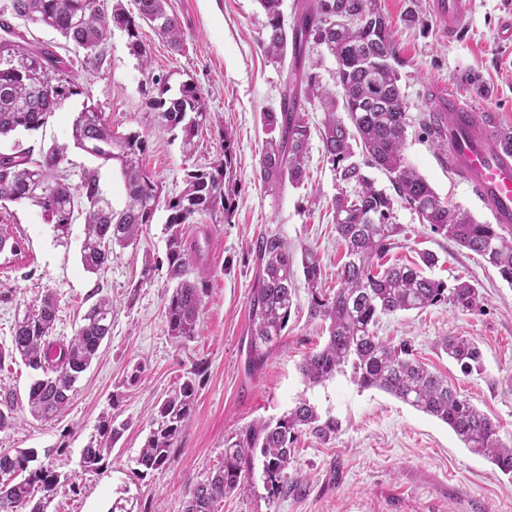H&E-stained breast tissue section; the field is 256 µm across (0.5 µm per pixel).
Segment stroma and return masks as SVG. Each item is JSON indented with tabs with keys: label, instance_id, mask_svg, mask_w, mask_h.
Instances as JSON below:
<instances>
[{
	"label": "stroma",
	"instance_id": "obj_1",
	"mask_svg": "<svg viewBox=\"0 0 512 512\" xmlns=\"http://www.w3.org/2000/svg\"><path fill=\"white\" fill-rule=\"evenodd\" d=\"M470 2L463 30L452 38L436 22L431 0H380V5L403 61L400 87L411 118L404 155L450 206L487 224L488 209L449 171L446 151L427 138L418 122L420 113L438 110L442 94L448 93L491 115L496 128L512 129V41L501 37L512 0ZM168 4L185 41L177 52L142 27L151 50L146 70L130 54L120 29H113L101 47V64L93 66L52 28L18 21L29 46H53L81 93L63 100L42 128L1 138L0 152L17 145H66L61 168L70 183H79L84 172H97L103 192L120 208L125 191L117 164L101 163L72 145V124L85 106L96 105L119 132L146 136L144 165L165 198L183 190L187 171L219 155L221 137L229 135L235 210L230 219L203 216L185 227L188 245L200 247L189 267L190 277L205 283L200 333L183 342L167 333L165 307L174 284L165 261V210L156 212L138 245L117 250L107 268L92 274L80 257L82 220L61 236L32 202L0 207V221L21 230L27 252L14 267L0 266V347H10L16 319L45 292L57 299L54 343L74 335L98 298L112 302V334L81 375L68 409L55 420L41 423L28 412L33 371L21 360L0 359V399L14 397L16 417L12 428L0 431V451L33 450L31 468L49 466L68 476L47 512H108L113 500L125 495L132 499V512H183L190 491L223 460L228 439L279 419L305 398L321 420H333L336 427L320 435L299 432L296 466L302 480L296 490L271 495L257 470L243 488L217 502L214 512H512V478L464 448L447 424L386 392L358 388L347 373L321 385L305 382L299 365L323 347L326 335L320 320L308 314L304 279L296 281L298 310L273 354L262 371L247 373L257 237L270 231L293 249L314 248L330 281L343 255L331 210L338 184L318 133L324 114L309 112L313 133L304 185L266 190L259 176L266 138L261 117L278 108L286 71L259 47L266 17L258 0ZM409 13L416 15V24H405ZM149 70L163 75L171 90L186 82L201 88L213 125L200 132L194 156L185 157L180 131L159 124L147 108ZM391 220L403 229L391 258L414 261L420 251L433 252L439 262L431 277L451 286L460 279L474 283L483 301L479 310L466 314L440 304L382 316L379 336L408 340L419 360L448 377L497 424L501 443L512 446V286L480 256L432 233L408 205L395 203ZM454 334L477 342L481 369L463 372L441 350V338ZM187 381L195 387V408L171 464L136 473L135 460L158 407ZM110 418L126 423V430L97 470H82V448Z\"/></svg>",
	"mask_w": 512,
	"mask_h": 512
}]
</instances>
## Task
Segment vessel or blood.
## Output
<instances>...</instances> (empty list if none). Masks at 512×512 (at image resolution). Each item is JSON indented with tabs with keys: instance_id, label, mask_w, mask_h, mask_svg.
I'll return each mask as SVG.
<instances>
[{
	"instance_id": "b4317fda",
	"label": "vessel or blood",
	"mask_w": 512,
	"mask_h": 512,
	"mask_svg": "<svg viewBox=\"0 0 512 512\" xmlns=\"http://www.w3.org/2000/svg\"><path fill=\"white\" fill-rule=\"evenodd\" d=\"M470 0H433L444 32L463 23ZM448 122V167L463 179L490 211L494 223L512 224V153L496 144L489 123L456 96L443 99Z\"/></svg>"
}]
</instances>
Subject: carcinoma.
Instances as JSON below:
<instances>
[{
    "instance_id": "carcinoma-1",
    "label": "carcinoma",
    "mask_w": 512,
    "mask_h": 512,
    "mask_svg": "<svg viewBox=\"0 0 512 512\" xmlns=\"http://www.w3.org/2000/svg\"><path fill=\"white\" fill-rule=\"evenodd\" d=\"M283 0H259L266 15L263 52L282 67L287 79L279 110L263 113L268 138L260 160V179L270 191L289 182L299 186L305 177V161L311 137L306 105L325 113L320 132L324 157L332 165L340 192L333 204V224L344 243L343 263L336 273V287L323 284L317 252L304 249L302 272L310 294V317L328 324V340L309 354L300 366L305 380L322 384L338 373L351 370L361 389L383 390L406 404L431 415L454 432L472 453L487 457L504 475L512 477V448L502 446L497 424L456 388L414 358L409 343L393 344L377 336L383 315L425 309L449 303L461 312L480 308L482 296L469 283L454 287L426 275L438 263L431 252L420 254V262L387 264L389 251L397 245L399 225L390 222L394 199L409 205L432 233L450 239L476 253L494 267L501 279L512 285V230L500 224H482L468 213L452 208L430 183L407 162L404 142L408 126L407 106L400 88L399 50L390 35L379 0H310L295 8L293 22L285 20ZM137 14L122 4L106 14L100 0H7L0 9V136L42 127L62 100L81 94L64 72L63 61L47 47H25L24 34L12 20L35 21L58 31L83 51V61L101 62L99 47L112 28L127 35L129 52L147 72L150 86L147 105L159 123L181 129L183 149L195 147L196 133L207 126L209 113L201 90L184 83L170 96L165 79L149 73L150 50L140 36L146 23L162 40L178 48L184 32L178 19L166 9L167 0H136ZM313 45L325 47L337 63L341 99L319 90L317 63L309 62ZM440 113L424 112L420 125L440 147L448 146L440 128ZM74 145L105 163L118 164L126 194L125 206L116 210L102 194L96 174L86 173L73 185L58 174L64 148L17 149L0 152V202L29 199L36 202L54 223L66 232L76 216L84 215L85 235L81 247L83 265L99 270L112 261L113 247L140 241L159 206L168 212V275L176 287L168 299L165 318L168 334L175 338L197 336L204 283L191 280L185 245V225L196 217L224 210L233 212V190L229 189L233 149L224 137V150L210 166L190 171L184 189L161 199L159 186L145 170L143 158L148 141L138 132L118 134L104 113L87 105L73 124ZM384 171L396 197L375 187L364 168ZM27 257L24 237L12 224H0V252ZM255 252L261 275L252 289L249 310L252 322L245 367L253 374L261 370L288 326L296 302V261L288 244L276 234L257 239ZM57 319L53 295L15 321L8 352L19 355L31 369L41 372L28 389L30 415L48 421L64 410L81 373L97 356L112 331V303L103 297L83 317V323L68 343L52 352L50 336ZM446 354L465 370L478 368L482 353L466 336H445ZM195 392L190 382L165 400L158 409L154 428L136 459L145 473L171 463L172 448L194 412ZM320 417L307 400L276 422H266L244 437L227 443L224 460L214 476L198 484L189 494L183 512H213L224 495L244 487L252 471L254 456L262 458V476L268 491L280 494L293 477L298 432L307 428L324 432L331 424ZM119 430L109 425L90 438L82 450L81 466L97 469L112 449ZM32 452H0V474L9 482L0 486V512H44L61 484L51 468L29 469Z\"/></svg>"
}]
</instances>
